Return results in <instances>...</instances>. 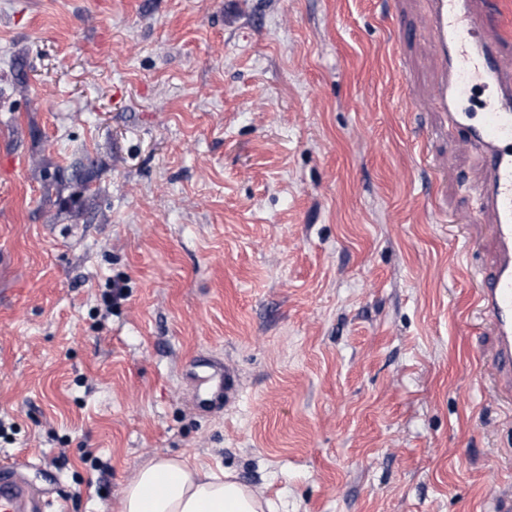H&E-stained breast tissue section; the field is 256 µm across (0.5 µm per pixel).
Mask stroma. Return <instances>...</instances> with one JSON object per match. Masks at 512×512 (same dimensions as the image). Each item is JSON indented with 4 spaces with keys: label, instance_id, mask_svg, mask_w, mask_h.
<instances>
[{
    "label": "stroma",
    "instance_id": "1",
    "mask_svg": "<svg viewBox=\"0 0 512 512\" xmlns=\"http://www.w3.org/2000/svg\"><path fill=\"white\" fill-rule=\"evenodd\" d=\"M427 26L417 0H0V462L51 467L52 512H120L159 457L278 512L512 488L464 274L479 159L403 104ZM205 352L238 379L209 416L182 369Z\"/></svg>",
    "mask_w": 512,
    "mask_h": 512
}]
</instances>
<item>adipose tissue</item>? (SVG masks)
<instances>
[{
	"instance_id": "1",
	"label": "adipose tissue",
	"mask_w": 512,
	"mask_h": 512,
	"mask_svg": "<svg viewBox=\"0 0 512 512\" xmlns=\"http://www.w3.org/2000/svg\"><path fill=\"white\" fill-rule=\"evenodd\" d=\"M269 507L233 473L172 458L143 464L120 500V512H268Z\"/></svg>"
}]
</instances>
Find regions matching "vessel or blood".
<instances>
[{
	"mask_svg": "<svg viewBox=\"0 0 512 512\" xmlns=\"http://www.w3.org/2000/svg\"><path fill=\"white\" fill-rule=\"evenodd\" d=\"M429 18L423 40L436 54L429 109L444 128L465 130L478 154L474 190L488 229L474 304L488 323L495 377L493 395L512 401V0H420ZM486 90L479 109L474 88ZM191 403L200 413L229 403L236 381L223 363L198 355L190 362ZM32 462L0 463V512H46L57 482L29 479Z\"/></svg>",
	"mask_w": 512,
	"mask_h": 512,
	"instance_id": "1",
	"label": "vessel or blood"
}]
</instances>
